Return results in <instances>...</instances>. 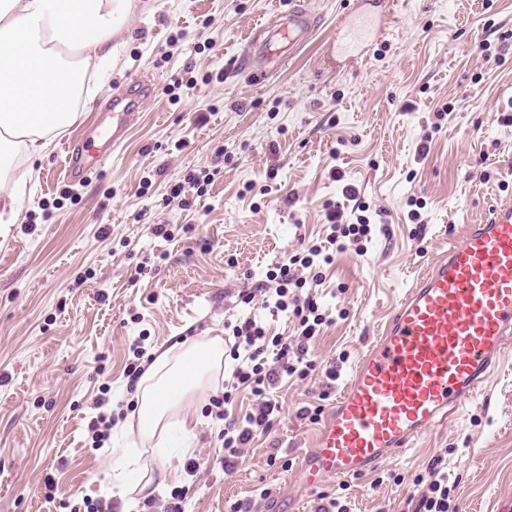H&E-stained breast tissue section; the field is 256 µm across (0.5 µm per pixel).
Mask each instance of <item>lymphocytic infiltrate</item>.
I'll return each instance as SVG.
<instances>
[{"instance_id": "f902f5d3", "label": "lymphocytic infiltrate", "mask_w": 512, "mask_h": 512, "mask_svg": "<svg viewBox=\"0 0 512 512\" xmlns=\"http://www.w3.org/2000/svg\"><path fill=\"white\" fill-rule=\"evenodd\" d=\"M327 218L330 223L327 244H333V251H326V245H311L303 252L273 264L264 279L256 283L254 291L240 295L242 303L249 304L256 294H263L265 304L297 320L298 334L290 340L270 335L258 320L251 317L233 326L234 342L229 354L235 365L224 379L223 395L212 399L217 418L226 422L221 435L225 471L236 469L243 448L255 432L269 428L277 409L270 398L275 381L285 375L307 376L313 367L307 358L309 346L327 325L328 319L314 296H302V289L309 284L319 285L322 269L332 265L336 252L345 251L350 245L356 252H363L366 242L371 241L375 233L374 224L364 215L357 216L350 224L343 223L336 210L330 211ZM244 388L258 397L257 407L242 421H226L225 405ZM450 508L448 477L442 471L441 459L437 458L427 468L425 488L416 512H450Z\"/></svg>"}]
</instances>
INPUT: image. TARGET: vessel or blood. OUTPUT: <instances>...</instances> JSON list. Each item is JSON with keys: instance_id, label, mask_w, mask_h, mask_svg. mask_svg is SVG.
<instances>
[{"instance_id": "1", "label": "vessel or blood", "mask_w": 512, "mask_h": 512, "mask_svg": "<svg viewBox=\"0 0 512 512\" xmlns=\"http://www.w3.org/2000/svg\"><path fill=\"white\" fill-rule=\"evenodd\" d=\"M311 26L288 9V44ZM139 84L121 111L103 110L95 126L68 143L64 172L83 180L101 169L140 104ZM512 349V196L484 223L466 225L460 242L432 259L400 299L349 380L326 410L297 479L316 490L331 477L364 475L473 399L490 369Z\"/></svg>"}]
</instances>
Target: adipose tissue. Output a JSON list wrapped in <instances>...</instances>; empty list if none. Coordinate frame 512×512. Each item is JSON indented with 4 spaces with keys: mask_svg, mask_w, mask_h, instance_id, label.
Masks as SVG:
<instances>
[{
    "mask_svg": "<svg viewBox=\"0 0 512 512\" xmlns=\"http://www.w3.org/2000/svg\"><path fill=\"white\" fill-rule=\"evenodd\" d=\"M135 0H0V224L17 223V191L53 138L78 123ZM224 340L205 336L156 355L136 384L138 410L124 422L140 442L167 438L170 419L211 388Z\"/></svg>",
    "mask_w": 512,
    "mask_h": 512,
    "instance_id": "ef3b65f1",
    "label": "adipose tissue"
}]
</instances>
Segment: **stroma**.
I'll return each instance as SVG.
<instances>
[{
  "instance_id": "35a3bbf8",
  "label": "stroma",
  "mask_w": 512,
  "mask_h": 512,
  "mask_svg": "<svg viewBox=\"0 0 512 512\" xmlns=\"http://www.w3.org/2000/svg\"><path fill=\"white\" fill-rule=\"evenodd\" d=\"M313 26L268 74L251 44L282 27L287 0H137L117 60L85 108L91 122L130 80L153 83L100 172H63L67 129L20 190L18 224L0 237V512H70L82 499L117 500L122 512H315L320 494L350 512H412L415 476L436 457L455 512H494L512 494V355L476 398L412 448L363 476L308 492L296 467L319 420L416 276L466 224L483 223L512 194V0H390L371 6L368 40L346 57L326 54L357 22L349 0H296ZM198 78L172 101L175 78ZM445 110L437 119V110ZM218 168L206 195L182 209L171 185ZM354 185L356 200L344 197ZM72 188L78 200L64 198ZM423 201L420 221L410 200ZM367 207L376 234L324 268L314 293L330 323L310 346L307 377L280 380L269 430L224 471V423L211 394L171 420V454L147 448L162 488L113 495L120 433L92 449L96 400L135 403L128 346L146 335L147 357L175 342L221 336L259 319L294 336L285 314L240 303L277 260L325 244L326 214ZM173 235H158L157 225ZM139 321H131V313ZM198 460L187 475L189 460ZM52 479L54 494L44 481ZM267 498L255 496L258 486Z\"/></svg>"
}]
</instances>
